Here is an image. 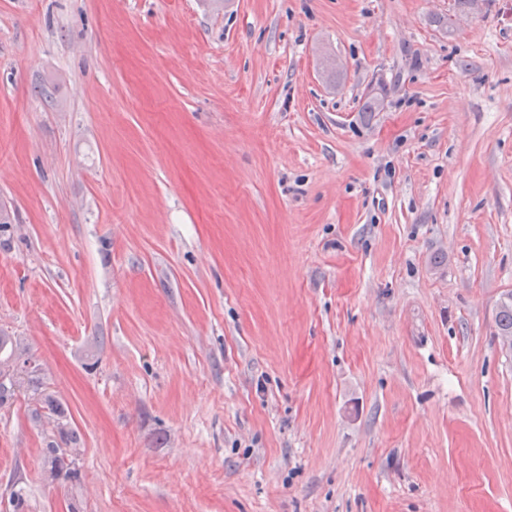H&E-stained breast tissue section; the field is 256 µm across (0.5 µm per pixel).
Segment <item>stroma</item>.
I'll return each instance as SVG.
<instances>
[{
  "instance_id": "1",
  "label": "stroma",
  "mask_w": 512,
  "mask_h": 512,
  "mask_svg": "<svg viewBox=\"0 0 512 512\" xmlns=\"http://www.w3.org/2000/svg\"><path fill=\"white\" fill-rule=\"evenodd\" d=\"M0 209V512H512V0H0ZM20 352L23 355H27V358L23 360V364L27 361L32 360L24 350L13 342L10 336H2L0 334V408L10 403L15 395L14 385L11 383V376H5L1 379V367L6 363H13L15 360L20 359ZM9 381H6V380ZM59 434L64 448H70L76 452V456L70 455L67 451L59 450L58 448L61 446L54 447L52 444L49 448H44V455L50 466L49 477L52 482L59 481L71 484L72 486L80 484L82 472L77 458L80 444L76 432L65 427L59 431Z\"/></svg>"
}]
</instances>
